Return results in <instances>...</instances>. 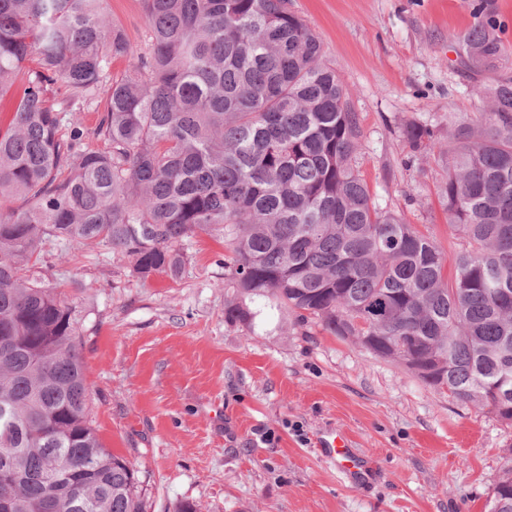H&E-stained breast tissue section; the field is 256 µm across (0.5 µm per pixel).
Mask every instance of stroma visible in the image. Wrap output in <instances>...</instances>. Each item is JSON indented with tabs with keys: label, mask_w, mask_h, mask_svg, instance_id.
<instances>
[{
	"label": "stroma",
	"mask_w": 512,
	"mask_h": 512,
	"mask_svg": "<svg viewBox=\"0 0 512 512\" xmlns=\"http://www.w3.org/2000/svg\"><path fill=\"white\" fill-rule=\"evenodd\" d=\"M479 4L512 75V0H288L348 89L374 202L447 254L456 239L437 169L409 158L400 129L432 119L444 133L477 117L480 79L455 60ZM109 8L142 44V0ZM181 250L177 278H139L104 246H48L37 266L78 315L92 425L139 470L146 512L184 501L203 512H487L494 480L512 470V425L315 321L268 309L250 328L227 321L223 242L198 234ZM330 428L369 461L361 477L322 455Z\"/></svg>",
	"instance_id": "1"
}]
</instances>
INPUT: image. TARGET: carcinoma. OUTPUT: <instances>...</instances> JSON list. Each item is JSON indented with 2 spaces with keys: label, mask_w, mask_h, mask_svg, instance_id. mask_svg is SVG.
I'll return each instance as SVG.
<instances>
[{
  "label": "carcinoma",
  "mask_w": 512,
  "mask_h": 512,
  "mask_svg": "<svg viewBox=\"0 0 512 512\" xmlns=\"http://www.w3.org/2000/svg\"><path fill=\"white\" fill-rule=\"evenodd\" d=\"M107 10L0 0V97L25 75L0 130V512H144L139 471L92 427L75 311L30 274L48 243L107 246L140 278H177L178 246L206 233L224 241L226 320L250 326L272 300L371 337L384 360L413 336L411 357L444 362L425 383L512 424V75L495 21L458 42L462 67L494 75L480 118L443 138L431 120L401 130L444 173L448 258L373 202L358 114L288 0H145L139 49ZM488 512H512V470Z\"/></svg>",
  "instance_id": "1"
}]
</instances>
